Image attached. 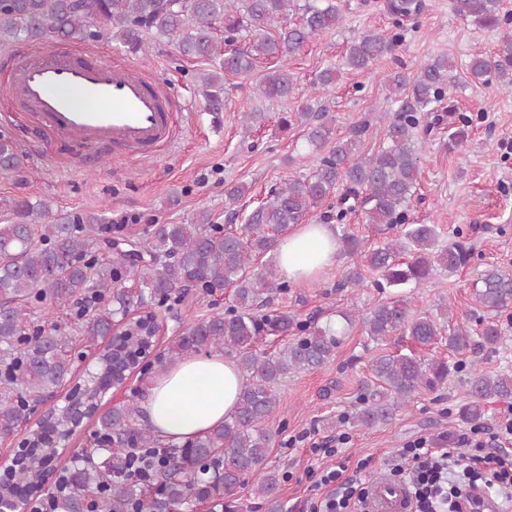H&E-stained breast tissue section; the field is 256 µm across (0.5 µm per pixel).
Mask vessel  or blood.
Returning <instances> with one entry per match:
<instances>
[{
	"label": "vessel or blood",
	"mask_w": 512,
	"mask_h": 512,
	"mask_svg": "<svg viewBox=\"0 0 512 512\" xmlns=\"http://www.w3.org/2000/svg\"><path fill=\"white\" fill-rule=\"evenodd\" d=\"M11 100L30 113L39 133L111 148L119 155L157 156L176 136L175 96L138 67L105 51L62 47L29 54L0 71ZM367 512H413L407 483L373 484Z\"/></svg>",
	"instance_id": "vessel-or-blood-1"
}]
</instances>
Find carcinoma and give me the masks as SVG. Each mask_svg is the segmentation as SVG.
Masks as SVG:
<instances>
[{
  "instance_id": "obj_1",
  "label": "carcinoma",
  "mask_w": 512,
  "mask_h": 512,
  "mask_svg": "<svg viewBox=\"0 0 512 512\" xmlns=\"http://www.w3.org/2000/svg\"><path fill=\"white\" fill-rule=\"evenodd\" d=\"M421 8V0H385L399 28ZM454 9L478 30H503L497 53L473 56L468 70L481 84L495 80L511 91L512 30L503 26L512 23V13L503 10L502 0H454ZM342 19L339 0H0V46L105 36L135 55H145L148 38L175 39L185 56L219 60V68L200 76L208 105L218 112L224 106L226 74L251 75L266 99L291 96L297 76L288 59ZM218 24L225 43L243 41L244 47L220 52L214 35ZM401 41L400 32L384 36L365 31L351 43L344 65L368 70L393 54ZM271 59L274 64L259 69ZM452 71L448 58L438 56L411 79L401 73L385 76L397 108L382 111L384 141L376 151L363 154V122L346 138L332 139L333 117L318 95L335 87L341 72L334 67L321 70L312 82L313 96L294 114L308 147L324 151L316 171L269 190L239 225L234 221L246 193L243 184L224 187L225 225L212 223L210 211L202 209L191 224H157L128 235L121 244L106 236L102 217L95 213L62 214L45 224L51 214L48 202L0 200L14 216L12 223L0 224V438L14 436L34 414L32 403L55 396L73 379L74 332L90 345L107 341L98 354L100 372L85 373L72 390L79 405H95L104 386L122 385L136 368L157 373L194 353L222 352L243 376L237 405L224 422L181 444L165 442L141 427L137 404L109 406L95 420L94 446L64 462L46 491L51 512H183L205 502L212 512H238L239 492L246 486L265 512H286L278 493L280 475L267 465L273 440L267 420L280 383L292 373L330 361L342 331L321 326L315 318L300 322L286 313L262 312L274 295L288 288L276 263L278 241L312 212L334 206L340 223L346 213L359 209L366 223L397 232L369 248L351 234L337 235L345 253L360 257L368 270L379 274L377 287L420 285L437 269L452 275L465 267L471 255L466 243L455 241L438 250L436 225L407 223L419 173V135L444 124L437 104L453 86ZM19 166L13 142L0 139V171ZM191 288L206 296L229 288L232 305L185 327L153 362L147 360L153 316L138 320L112 341L117 324L133 312L146 306L169 311ZM476 299L488 319L476 338L464 327L448 331L453 351L503 344L497 317L512 306V275L495 267L484 271ZM45 304L72 307L76 326L45 332L36 322L38 307ZM340 317L348 326L361 320L374 342L399 334L429 346L445 330V322L432 313L411 311L402 295L359 317ZM267 330L291 340L273 352H261L257 344ZM463 369L461 361L449 364L414 351L379 353L372 358L371 377L360 388L351 420L364 428L386 423L414 393L433 391L451 372ZM465 385L470 401L461 417L467 422L481 420L486 398H512V374L488 373L475 361ZM72 422L71 412H59L53 426L31 429L28 442L40 453L22 458L0 489L11 494L38 489V477L51 458L49 448L56 436L71 433ZM138 448L164 449L150 483L132 476L133 451Z\"/></svg>"
}]
</instances>
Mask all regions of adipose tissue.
<instances>
[{
	"instance_id": "adipose-tissue-1",
	"label": "adipose tissue",
	"mask_w": 512,
	"mask_h": 512,
	"mask_svg": "<svg viewBox=\"0 0 512 512\" xmlns=\"http://www.w3.org/2000/svg\"><path fill=\"white\" fill-rule=\"evenodd\" d=\"M334 231L327 224H299L277 246L279 267L292 281H310L336 262ZM242 377L216 353L189 356L168 366L149 384L142 402L149 427L178 443L223 422L235 408Z\"/></svg>"
}]
</instances>
